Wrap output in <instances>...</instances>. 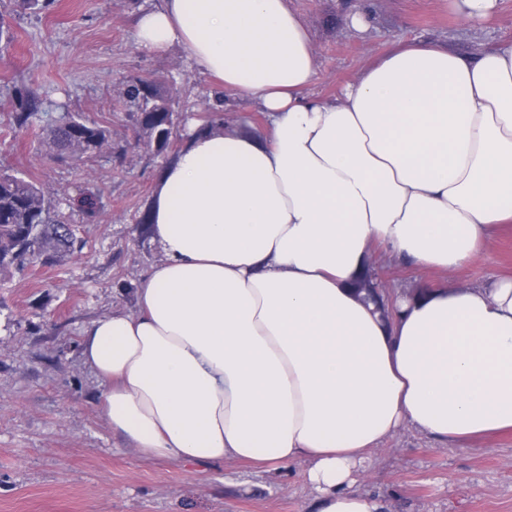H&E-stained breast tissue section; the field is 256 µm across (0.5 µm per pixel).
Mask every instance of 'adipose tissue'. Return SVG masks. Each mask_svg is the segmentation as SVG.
<instances>
[{
  "label": "adipose tissue",
  "mask_w": 512,
  "mask_h": 512,
  "mask_svg": "<svg viewBox=\"0 0 512 512\" xmlns=\"http://www.w3.org/2000/svg\"><path fill=\"white\" fill-rule=\"evenodd\" d=\"M135 39L179 48L267 125L189 130L162 165L163 258L136 312L80 343L112 431L146 457L299 463L314 512H383L358 476L399 431L512 430V280L426 282L387 316L357 286L375 252L455 271L512 222V42L399 44L324 99L291 0H160Z\"/></svg>",
  "instance_id": "1"
}]
</instances>
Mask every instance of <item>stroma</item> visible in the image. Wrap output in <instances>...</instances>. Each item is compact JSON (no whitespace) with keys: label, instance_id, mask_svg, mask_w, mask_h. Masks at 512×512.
Wrapping results in <instances>:
<instances>
[{"label":"stroma","instance_id":"1","mask_svg":"<svg viewBox=\"0 0 512 512\" xmlns=\"http://www.w3.org/2000/svg\"><path fill=\"white\" fill-rule=\"evenodd\" d=\"M158 0H54L17 16L0 0V19L17 33L0 42V171L21 173L51 192L93 181L104 208L77 220L80 250L52 266L33 264L0 277V512H309L301 465L271 468L234 459L184 463L134 452L101 409L104 386L80 356L83 330L97 317L136 311V289L162 255L134 220L148 205L161 158L135 144L124 82L150 77L176 89L182 116L204 111L211 78L178 50L149 55L134 37L137 15ZM309 22L319 68L314 95L333 97L370 58L394 45L430 41L461 54L512 41V0L493 17L465 19L456 0H293ZM369 19L365 31L353 14ZM79 112L112 130L115 154L61 166L40 144L39 128L16 130L15 87ZM512 279V223L484 253L450 272L453 288ZM361 490L389 512H512V431L441 446L412 429L369 454Z\"/></svg>","mask_w":512,"mask_h":512}]
</instances>
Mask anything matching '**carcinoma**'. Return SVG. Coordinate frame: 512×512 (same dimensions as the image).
I'll return each mask as SVG.
<instances>
[{
  "label": "carcinoma",
  "instance_id": "obj_1",
  "mask_svg": "<svg viewBox=\"0 0 512 512\" xmlns=\"http://www.w3.org/2000/svg\"><path fill=\"white\" fill-rule=\"evenodd\" d=\"M124 99L133 107L132 118L144 134V144L155 156H166L179 135L171 89L149 78L126 81ZM52 104L29 92L15 94L13 124L23 130L36 120L43 144L61 164L79 165L112 153L109 127L75 112H52ZM103 207L99 188L85 185L73 195L49 193L17 174L0 173V274L22 271L31 264L54 265L74 252L79 240L69 225L72 214L86 220L98 217Z\"/></svg>",
  "mask_w": 512,
  "mask_h": 512
}]
</instances>
